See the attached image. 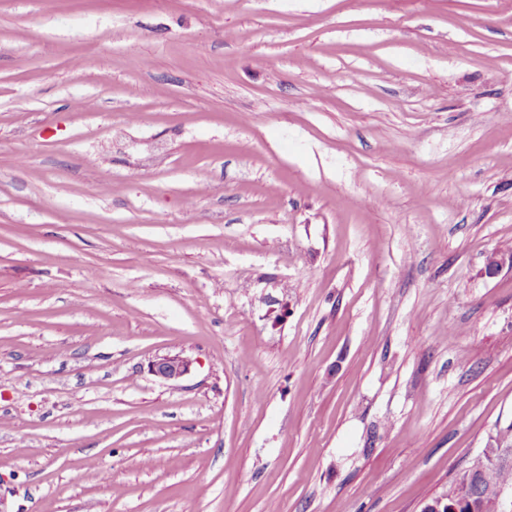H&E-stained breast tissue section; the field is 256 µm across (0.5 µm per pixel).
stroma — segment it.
<instances>
[{
    "instance_id": "1",
    "label": "stroma",
    "mask_w": 512,
    "mask_h": 512,
    "mask_svg": "<svg viewBox=\"0 0 512 512\" xmlns=\"http://www.w3.org/2000/svg\"><path fill=\"white\" fill-rule=\"evenodd\" d=\"M510 247L512 0H0V512H421ZM192 361L182 355H166L152 364V372L166 381H177L189 373Z\"/></svg>"
}]
</instances>
